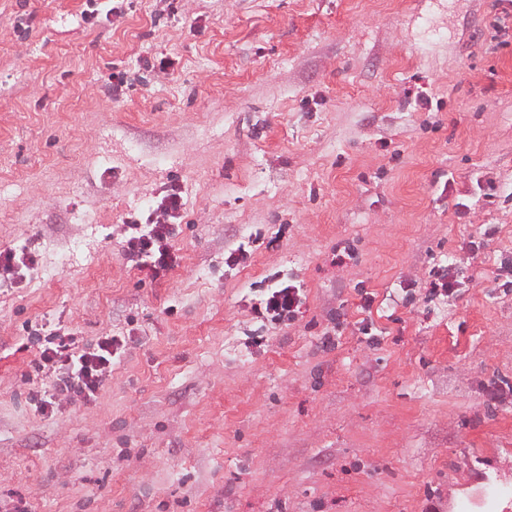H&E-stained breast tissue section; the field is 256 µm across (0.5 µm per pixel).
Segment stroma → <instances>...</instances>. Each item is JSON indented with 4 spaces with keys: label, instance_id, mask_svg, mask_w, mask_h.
I'll list each match as a JSON object with an SVG mask.
<instances>
[{
    "label": "stroma",
    "instance_id": "1",
    "mask_svg": "<svg viewBox=\"0 0 512 512\" xmlns=\"http://www.w3.org/2000/svg\"><path fill=\"white\" fill-rule=\"evenodd\" d=\"M95 7L0 0V512H512V0ZM56 332L126 346L44 415ZM171 226L172 224L131 225L133 232L126 241V252L132 259H145L140 268H147L152 280L164 277L179 264V256L170 243L173 235ZM299 289L294 285H280L270 288L266 298L253 306L257 317L281 320L292 317L301 305Z\"/></svg>",
    "mask_w": 512,
    "mask_h": 512
}]
</instances>
